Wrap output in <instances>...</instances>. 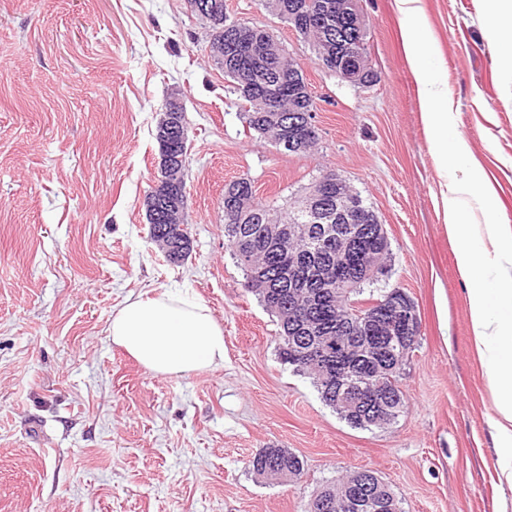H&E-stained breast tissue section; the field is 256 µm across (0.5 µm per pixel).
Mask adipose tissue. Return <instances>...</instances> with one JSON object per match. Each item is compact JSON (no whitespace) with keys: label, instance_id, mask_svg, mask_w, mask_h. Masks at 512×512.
Listing matches in <instances>:
<instances>
[{"label":"adipose tissue","instance_id":"adipose-tissue-1","mask_svg":"<svg viewBox=\"0 0 512 512\" xmlns=\"http://www.w3.org/2000/svg\"><path fill=\"white\" fill-rule=\"evenodd\" d=\"M403 16L402 47L418 85L422 118L431 149L440 161H456L468 152L454 135L448 92L426 66L431 37L420 24V0H396ZM475 168L442 182L439 204L449 238L458 244L456 262L467 286L473 353L483 370L495 415L490 427L497 442L499 489L512 491V226L491 219L471 223L474 210L489 212L478 195ZM113 344L150 373L184 377L224 363V331L209 310L179 296L127 300L109 327Z\"/></svg>","mask_w":512,"mask_h":512}]
</instances>
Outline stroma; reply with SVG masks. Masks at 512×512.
Here are the masks:
<instances>
[{
    "label": "stroma",
    "instance_id": "1",
    "mask_svg": "<svg viewBox=\"0 0 512 512\" xmlns=\"http://www.w3.org/2000/svg\"><path fill=\"white\" fill-rule=\"evenodd\" d=\"M231 18L272 29L314 96L318 145L276 148L250 132L187 0H0V512H306L351 469L382 476L404 512H512L501 494L492 407L472 350L466 285L435 195L430 150L396 0H362L370 87L325 72L260 0ZM427 59L457 108L455 131L512 222V25L484 0H421ZM187 121L184 200L192 253L173 264L149 238L160 175L156 127ZM360 191L384 224L399 288L420 316L384 429L348 425L276 355L279 326L224 237V186L248 178L284 207L323 171ZM170 292L207 307L224 365L156 376L113 345L130 296ZM285 448L301 480L248 462Z\"/></svg>",
    "mask_w": 512,
    "mask_h": 512
}]
</instances>
